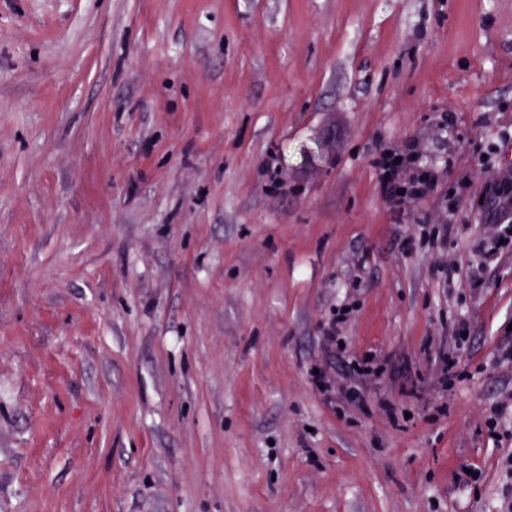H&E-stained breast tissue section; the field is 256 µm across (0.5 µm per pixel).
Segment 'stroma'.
I'll return each mask as SVG.
<instances>
[{"label":"stroma","instance_id":"35a3bbf8","mask_svg":"<svg viewBox=\"0 0 512 512\" xmlns=\"http://www.w3.org/2000/svg\"><path fill=\"white\" fill-rule=\"evenodd\" d=\"M510 174L512 0H0V512H507ZM399 157L402 160L396 161ZM417 160L416 143H407L403 148L383 155L376 163L380 170V193L392 207L399 208L407 198L422 199L434 192L437 186L435 172L417 166ZM493 195L499 200L501 209L491 212L490 218L500 221L512 206V178H503L496 182Z\"/></svg>","mask_w":512,"mask_h":512}]
</instances>
